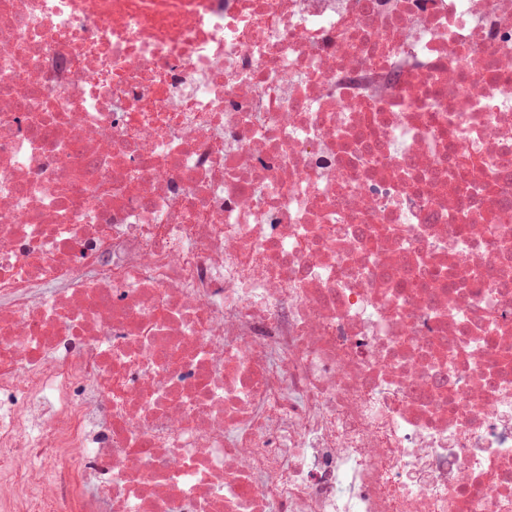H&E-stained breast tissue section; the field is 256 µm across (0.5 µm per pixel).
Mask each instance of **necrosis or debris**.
I'll return each mask as SVG.
<instances>
[{
	"instance_id": "4bbe7bcc",
	"label": "necrosis or debris",
	"mask_w": 512,
	"mask_h": 512,
	"mask_svg": "<svg viewBox=\"0 0 512 512\" xmlns=\"http://www.w3.org/2000/svg\"><path fill=\"white\" fill-rule=\"evenodd\" d=\"M0 512H512V0H0Z\"/></svg>"
}]
</instances>
